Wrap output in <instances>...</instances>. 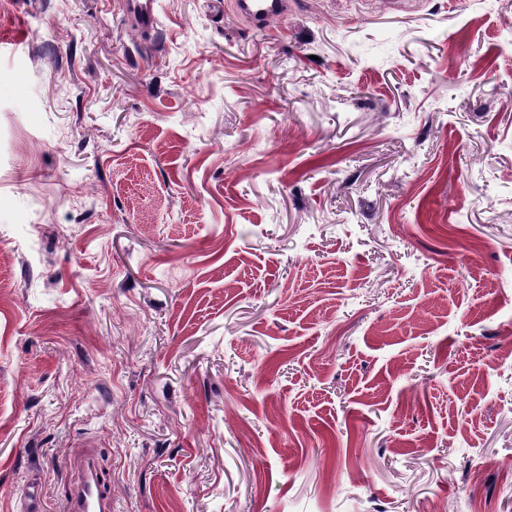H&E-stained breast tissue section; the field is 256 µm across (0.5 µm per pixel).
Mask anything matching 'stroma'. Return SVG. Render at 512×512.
<instances>
[{
  "label": "stroma",
  "instance_id": "1",
  "mask_svg": "<svg viewBox=\"0 0 512 512\" xmlns=\"http://www.w3.org/2000/svg\"><path fill=\"white\" fill-rule=\"evenodd\" d=\"M0 0V512H512V0ZM158 0H125L124 7L128 20L143 32L155 30L158 24ZM291 3V0H234L233 8L253 29L265 30L288 15ZM79 464L83 479L70 491L67 512H112V500L101 481L97 457L86 454Z\"/></svg>",
  "mask_w": 512,
  "mask_h": 512
}]
</instances>
